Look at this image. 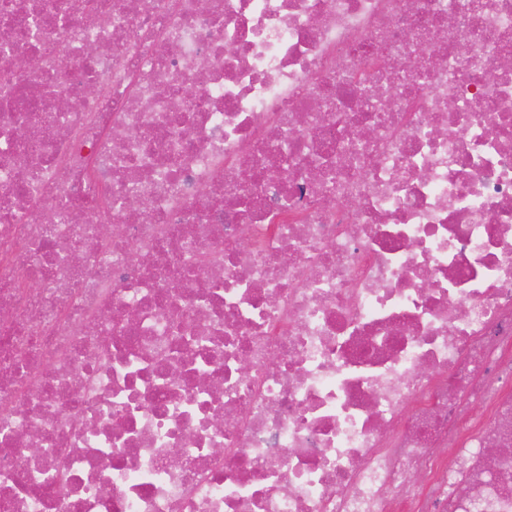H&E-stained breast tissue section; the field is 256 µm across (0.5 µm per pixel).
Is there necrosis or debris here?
<instances>
[{
  "label": "necrosis or debris",
  "mask_w": 512,
  "mask_h": 512,
  "mask_svg": "<svg viewBox=\"0 0 512 512\" xmlns=\"http://www.w3.org/2000/svg\"><path fill=\"white\" fill-rule=\"evenodd\" d=\"M78 2L0 0V512H512V0Z\"/></svg>",
  "instance_id": "obj_1"
}]
</instances>
